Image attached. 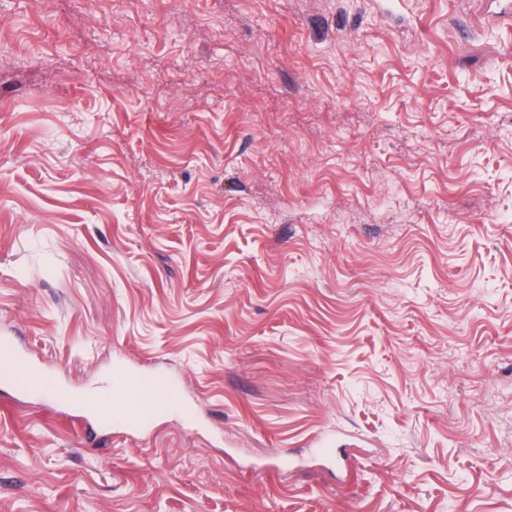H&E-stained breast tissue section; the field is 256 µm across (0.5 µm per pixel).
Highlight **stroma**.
Returning <instances> with one entry per match:
<instances>
[{"mask_svg":"<svg viewBox=\"0 0 512 512\" xmlns=\"http://www.w3.org/2000/svg\"><path fill=\"white\" fill-rule=\"evenodd\" d=\"M0 512H512V0H0ZM0 377L18 393L40 392L61 403L91 405L99 425L104 428H110L114 423L143 428L178 403L175 388L164 378L118 371L110 380L108 397L111 400L102 405L95 396L71 393L52 375L22 357L7 341L0 342Z\"/></svg>","mask_w":512,"mask_h":512,"instance_id":"obj_1","label":"stroma"}]
</instances>
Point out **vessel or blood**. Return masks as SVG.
Instances as JSON below:
<instances>
[{"mask_svg":"<svg viewBox=\"0 0 512 512\" xmlns=\"http://www.w3.org/2000/svg\"><path fill=\"white\" fill-rule=\"evenodd\" d=\"M0 377L19 393L40 392L62 403L91 406L99 425L105 428L115 423L145 427L178 403L175 388L164 378L125 371L112 376L109 404H102L93 396L75 395L52 375L32 365L6 341L0 342Z\"/></svg>","mask_w":512,"mask_h":512,"instance_id":"vessel-or-blood-1","label":"vessel or blood"}]
</instances>
